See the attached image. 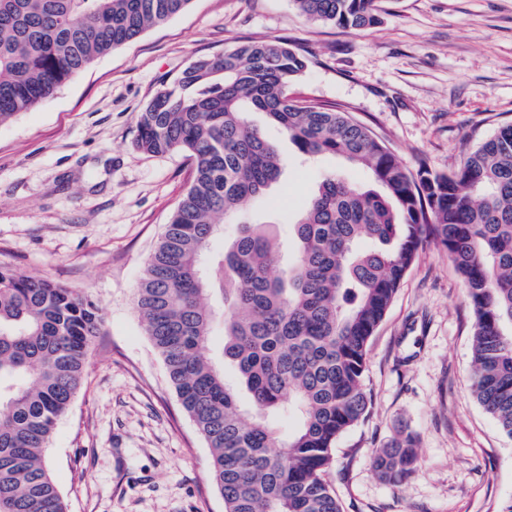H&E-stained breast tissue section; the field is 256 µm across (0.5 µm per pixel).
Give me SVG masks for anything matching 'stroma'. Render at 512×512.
Listing matches in <instances>:
<instances>
[{
	"label": "stroma",
	"instance_id": "1",
	"mask_svg": "<svg viewBox=\"0 0 512 512\" xmlns=\"http://www.w3.org/2000/svg\"><path fill=\"white\" fill-rule=\"evenodd\" d=\"M380 21L341 29L291 0H191L186 11L98 58L52 97L0 125V267L94 299L104 334L45 451L68 512H224L210 450L180 406L136 308L143 271L192 178L182 153L149 156L141 113L200 56L281 38L308 59L291 87L339 105L410 172L456 170L512 124V0H378ZM247 211L280 243L329 171L366 185L367 169L298 159ZM472 311L446 250L426 244L372 336L370 415L337 441L327 481L342 512H504L512 438L471 393ZM402 433L419 463L389 483L373 449Z\"/></svg>",
	"mask_w": 512,
	"mask_h": 512
}]
</instances>
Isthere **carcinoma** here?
Instances as JSON below:
<instances>
[{
    "instance_id": "obj_1",
    "label": "carcinoma",
    "mask_w": 512,
    "mask_h": 512,
    "mask_svg": "<svg viewBox=\"0 0 512 512\" xmlns=\"http://www.w3.org/2000/svg\"><path fill=\"white\" fill-rule=\"evenodd\" d=\"M292 2L312 21L378 23L377 0ZM190 3L0 0V124ZM197 61L138 123L137 150L182 152L193 176L144 270L137 308L211 450L224 512H341L326 479L333 449L370 411L369 341L428 240L448 251L474 313L472 393L512 437V124L458 170L413 174L345 110L289 95L307 60L288 41H248ZM252 112L301 155L338 156L372 180L361 187L326 175L292 225L296 253L284 265L271 225L242 212L285 167ZM226 220L236 234L208 260ZM214 301L223 306V358L235 385L211 354ZM103 327L88 297L0 269V512H66L44 452ZM282 418L296 419L286 434ZM417 461L410 433L371 457L393 483Z\"/></svg>"
}]
</instances>
